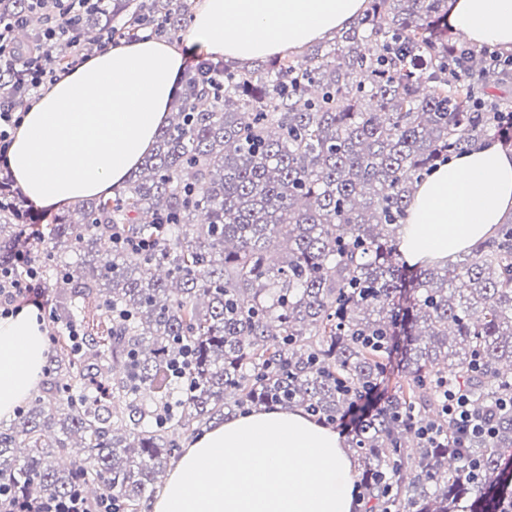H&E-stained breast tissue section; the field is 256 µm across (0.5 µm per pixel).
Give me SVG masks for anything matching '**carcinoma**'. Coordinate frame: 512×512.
I'll return each instance as SVG.
<instances>
[{"label":"carcinoma","instance_id":"cac0c4a2","mask_svg":"<svg viewBox=\"0 0 512 512\" xmlns=\"http://www.w3.org/2000/svg\"><path fill=\"white\" fill-rule=\"evenodd\" d=\"M58 2L0 0V15L36 20L33 44ZM192 7L103 0L83 49L104 30L129 40L147 17L175 34ZM495 53L454 38L448 0H369L300 58H201L127 188L49 223L35 260L45 283L69 285L55 317L80 321L94 297L109 327L79 349L54 337L46 386L0 425V488L47 501L97 485L112 512H142L184 437L217 420L301 407L332 425L364 406L351 436L363 512H491L496 494L509 508L512 220L454 264L410 269L399 249L437 162L489 135L512 146L507 100L489 91L512 69ZM28 219L0 181V266ZM114 227L151 248L114 246ZM447 384L492 415V435L458 436ZM150 402L164 416L147 428Z\"/></svg>","mask_w":512,"mask_h":512}]
</instances>
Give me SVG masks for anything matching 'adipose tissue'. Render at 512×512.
I'll return each instance as SVG.
<instances>
[{"instance_id": "obj_1", "label": "adipose tissue", "mask_w": 512, "mask_h": 512, "mask_svg": "<svg viewBox=\"0 0 512 512\" xmlns=\"http://www.w3.org/2000/svg\"><path fill=\"white\" fill-rule=\"evenodd\" d=\"M368 0H203L191 41L249 61L296 54L333 37ZM473 43L512 52V0H450ZM181 49L149 36L93 53L24 113L8 155L17 185L58 210L121 186L165 125L184 67ZM512 218V150L488 137L437 164L419 185L401 237L408 264L442 263ZM47 361L35 312L0 316V418L36 388ZM353 463L341 436L302 411L225 421L185 449L153 512H352Z\"/></svg>"}]
</instances>
